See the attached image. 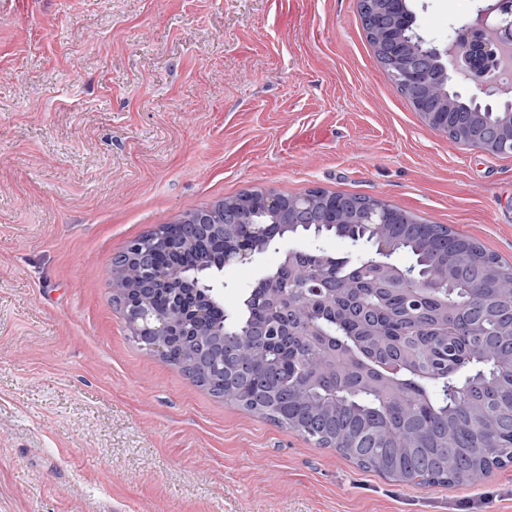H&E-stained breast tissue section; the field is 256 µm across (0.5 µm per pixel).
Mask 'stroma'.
<instances>
[{
  "label": "stroma",
  "mask_w": 512,
  "mask_h": 512,
  "mask_svg": "<svg viewBox=\"0 0 512 512\" xmlns=\"http://www.w3.org/2000/svg\"><path fill=\"white\" fill-rule=\"evenodd\" d=\"M480 0H409L443 47ZM377 198L512 265V157L427 126L358 0H0V512H512V466L412 485L224 402L137 346L139 236L251 190ZM294 237L225 267L224 306ZM368 1L369 0H359V11H360L361 17L364 22L367 39H368L369 43L374 47L376 56H377L378 60L380 61V63L382 64V66L384 67V69L386 70L388 76L391 79H394V74H393L392 70L387 69L384 59H383L382 55H380V53L377 49L379 42L382 41V30L383 29H379V28L375 27V25L373 24V21L370 17V12H371L373 6L371 3H368Z\"/></svg>",
  "instance_id": "35a3bbf8"
}]
</instances>
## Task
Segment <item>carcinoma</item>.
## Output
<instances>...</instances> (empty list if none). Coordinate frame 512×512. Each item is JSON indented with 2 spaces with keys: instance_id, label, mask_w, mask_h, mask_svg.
<instances>
[{
  "instance_id": "cac0c4a2",
  "label": "carcinoma",
  "mask_w": 512,
  "mask_h": 512,
  "mask_svg": "<svg viewBox=\"0 0 512 512\" xmlns=\"http://www.w3.org/2000/svg\"><path fill=\"white\" fill-rule=\"evenodd\" d=\"M372 4L359 0L369 43L382 41L370 17ZM451 124L464 130L478 122L468 103L457 100ZM312 206L293 216L292 224L257 220L274 238L334 235L373 244L388 235L412 263L402 282L387 265L345 258H323L320 250L303 251L294 268L277 267L248 291L224 316V336H188L184 344L161 355L198 386L225 402L243 407L280 426L334 448L360 468L414 484H462L480 481L492 469L512 463V267L470 238L440 224L385 203L311 190ZM352 200L398 213L401 223L378 230L352 224L340 206L326 200ZM223 225L222 233L200 231L178 251L169 246L187 213L131 241L115 259V300L125 306L122 289L137 281L135 253H154L165 265L202 276L233 263L235 250L261 239L241 225L224 223V201L202 209ZM452 271L443 284L429 277L447 260ZM291 302L298 319L322 322L317 335L279 333L268 312L271 294ZM334 288L335 304L304 301V289ZM148 303L162 313L179 301L174 289L158 287Z\"/></svg>"
}]
</instances>
